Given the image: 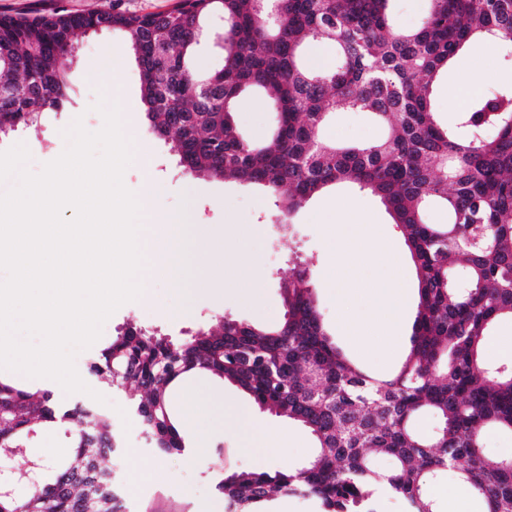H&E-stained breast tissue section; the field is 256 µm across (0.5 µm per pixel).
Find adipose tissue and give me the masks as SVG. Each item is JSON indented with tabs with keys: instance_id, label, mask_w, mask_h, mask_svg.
<instances>
[{
	"instance_id": "ef3b65f1",
	"label": "adipose tissue",
	"mask_w": 512,
	"mask_h": 512,
	"mask_svg": "<svg viewBox=\"0 0 512 512\" xmlns=\"http://www.w3.org/2000/svg\"><path fill=\"white\" fill-rule=\"evenodd\" d=\"M327 229L333 249L325 274L336 288L337 305L346 307L349 301L361 295L371 307V318L349 325L348 332L378 342L386 329L400 327L405 320L407 286L404 258L388 245L376 225L351 224L340 216L328 224ZM373 253L383 255L387 277L373 287L356 289L358 268Z\"/></svg>"
}]
</instances>
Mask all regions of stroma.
Segmentation results:
<instances>
[{"label":"stroma","mask_w":512,"mask_h":512,"mask_svg":"<svg viewBox=\"0 0 512 512\" xmlns=\"http://www.w3.org/2000/svg\"><path fill=\"white\" fill-rule=\"evenodd\" d=\"M175 0H0V14H34L62 8L74 14L105 11L112 5L137 14L169 10ZM69 75L67 95L62 106L46 113L35 127L21 128L0 137V150L25 144L30 153L28 167L40 171L45 163L59 155L62 130L75 118H82L85 128L95 132L102 128L103 117L95 105L101 96H117L126 111L122 115L125 134L136 135L153 152L151 166L134 158L124 173V184L138 190L146 179L162 185L156 204V217L184 212L189 225L202 224L206 233L195 249L196 261L206 266L209 279L205 286L186 292L165 278L153 279L149 292L139 300L118 308L105 322L100 338L75 360L76 369L89 386V393L65 394L60 385L51 391L64 407L74 403H90L91 392L107 398V411L112 415L116 431H124L123 467L118 472L131 496L126 501L128 512H224V499L217 489L219 472L262 470L268 473L295 470L311 458L315 443L310 433L299 424L260 409L254 401L234 385L199 374L184 379L169 393L170 409L179 424L186 443L204 437L210 448L209 463L200 464L191 454L161 455L150 450L138 423L129 410L124 393L99 383L88 367L95 355L113 337L133 326L181 341L188 335L218 329L222 321L236 320L265 327L280 325L287 306L282 286L293 274L294 266L280 245L283 232L293 235L299 253L313 265L311 286L326 331L336 348L362 369L386 376L395 371L411 346V327H404L397 339L393 355L378 349L355 347L338 324L340 316L361 321L370 315L365 300L357 299L346 312H339L331 282L324 274L329 258L327 224L336 213H344L353 224L381 225L391 245L404 248V239L392 224L379 200L367 191L342 183L309 200L291 218L289 230L276 222L277 208L270 194L261 187L232 179L196 178L187 175L164 141L149 130L141 102L139 68L124 36L117 31L79 34ZM474 80L481 92L512 88V47L491 45L483 51L464 49L456 57L433 91V102L441 120L452 123L459 108L454 90L459 82ZM238 130L254 142L265 141L274 121L272 108L257 92L245 96L234 114ZM324 135L339 143L368 142L382 138L386 130L365 112H336L329 116ZM245 247L258 272L256 294L230 268L227 258ZM201 398L202 405L195 421H188V402ZM236 400L253 422L264 427L267 448L256 450L244 446L237 433L238 420L224 410L227 400ZM156 466L165 474L163 480L142 479L141 468Z\"/></svg>","instance_id":"stroma-1"}]
</instances>
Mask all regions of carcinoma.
<instances>
[{"label":"carcinoma","mask_w":512,"mask_h":512,"mask_svg":"<svg viewBox=\"0 0 512 512\" xmlns=\"http://www.w3.org/2000/svg\"><path fill=\"white\" fill-rule=\"evenodd\" d=\"M391 0H177L163 13L114 7L72 14L0 16V135L37 125L59 108L69 69L66 41L102 23L123 32L140 69L149 126L195 177L236 179L275 197L282 245L293 252L289 217L314 195L349 183L379 198L414 263L418 305L411 348L389 376L364 372L329 340L311 288L299 271L284 286L287 314L276 328L226 320L180 344L130 327L89 365L107 387L131 393L147 444L165 455L186 450L168 391L208 374L258 406L306 428L317 451L287 473L238 471L220 478L225 512H258L276 494L316 498L324 512H374L379 494L405 512H435L432 484L452 470L486 512H512V458L489 460L486 432L512 436V362L486 364L485 342L512 322V90L473 98L448 126L434 112L435 83L466 45L512 43V0H430L422 24L390 25ZM224 19L222 67L201 77L189 54L205 16ZM328 45L335 64L305 63L311 42ZM261 91L276 121L264 143L234 124L242 97ZM367 112L386 135L341 146L322 137L328 116ZM435 204L448 223L429 224ZM437 416L429 437L413 421ZM65 432L68 458L38 456L5 468L0 512H126L122 489L100 459L121 442L111 416L77 403L57 405L47 390L29 393L0 381V461L47 428ZM388 457L375 468L369 454Z\"/></svg>","instance_id":"1"}]
</instances>
